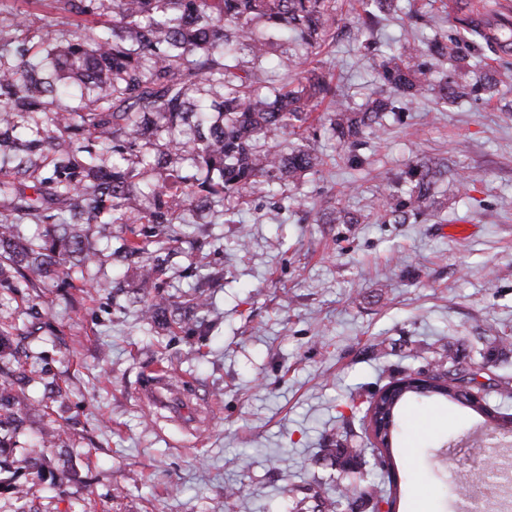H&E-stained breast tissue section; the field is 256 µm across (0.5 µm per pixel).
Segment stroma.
Segmentation results:
<instances>
[{"mask_svg":"<svg viewBox=\"0 0 512 512\" xmlns=\"http://www.w3.org/2000/svg\"><path fill=\"white\" fill-rule=\"evenodd\" d=\"M374 32L360 27L358 0H337L336 21L307 67L333 74L352 104L379 86L365 41L383 52L434 31L457 36L468 0H403ZM512 90L435 110L413 104L369 134L357 161L328 123L307 135L322 163L294 183L277 182L228 201L229 221L190 225L166 250L159 293L184 301L191 269L209 275V332L152 328L142 315L141 264L124 257L127 225L90 239L84 270L98 291L48 280L0 286V325L15 328L0 367L22 363L32 379L17 409V441L56 435L53 466L70 480L35 492L42 512H290L293 485L329 483L320 456L349 418V443L372 462L360 421L375 392L403 367L431 371L425 345L446 337L463 366L484 378L512 375ZM423 156L446 158L440 218L390 221L392 179ZM467 177L459 187L458 177ZM344 209L350 221L333 224ZM184 377L182 391L206 412L194 431L139 397L147 368ZM394 447L395 512H460L449 484L468 467L467 439L491 420L443 402L405 407ZM243 488L225 499L224 490Z\"/></svg>","mask_w":512,"mask_h":512,"instance_id":"stroma-1","label":"stroma"}]
</instances>
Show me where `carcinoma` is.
Wrapping results in <instances>:
<instances>
[{
    "instance_id": "carcinoma-1",
    "label": "carcinoma",
    "mask_w": 512,
    "mask_h": 512,
    "mask_svg": "<svg viewBox=\"0 0 512 512\" xmlns=\"http://www.w3.org/2000/svg\"><path fill=\"white\" fill-rule=\"evenodd\" d=\"M112 4V23L86 26L79 33L48 31L33 42L29 14L15 15L19 34L0 36V158L11 164L14 179H0V195L11 198L18 220L0 221V282L22 278L34 288L49 278L68 279L72 260L86 264L94 253L89 232L94 224H125L138 212L140 179L157 177L147 224H191L194 204L208 210L224 199H240L261 183L300 178L321 162L305 141L286 152L260 142L302 128L325 97L332 99L324 116L330 129L353 153L366 144V130L383 126L418 99L432 96L444 103L491 96L512 86V63L487 74L468 62L454 39L436 36L422 44L406 42L382 60L371 58L389 94L355 108L336 92L332 76L301 68L303 51L318 49L334 22L331 0H52L64 17L100 16ZM402 0H361L364 25L402 10ZM262 21L289 34L293 47L275 78L263 67L270 43L256 33ZM467 34L486 44L512 45V28L489 35L468 26ZM454 64L456 78L444 85L432 76L444 62ZM88 96L79 107L76 96ZM178 132L160 153L148 145L161 128ZM193 161L197 172L184 175L178 166ZM448 173L442 158L421 157L400 180L410 184L409 197H389V213L406 220L436 204L434 186ZM32 193H26V189ZM34 217L41 233L27 237L20 220ZM198 276L187 310L174 319L160 318L165 298L144 305L152 324L174 322L187 328L208 322L211 301ZM432 370L436 392L407 385L402 400L427 403L456 401L453 387L476 382L462 370L448 344ZM13 371L0 368V491L25 502L21 512H41L34 487L54 474L48 448L17 451L15 437L24 418L12 394ZM400 424L393 421L390 440L374 449L376 469L387 475L392 441ZM339 469L336 483L313 481L308 494L293 502V512H378L386 501L373 474L357 468L359 448L338 439L319 449Z\"/></svg>"
}]
</instances>
